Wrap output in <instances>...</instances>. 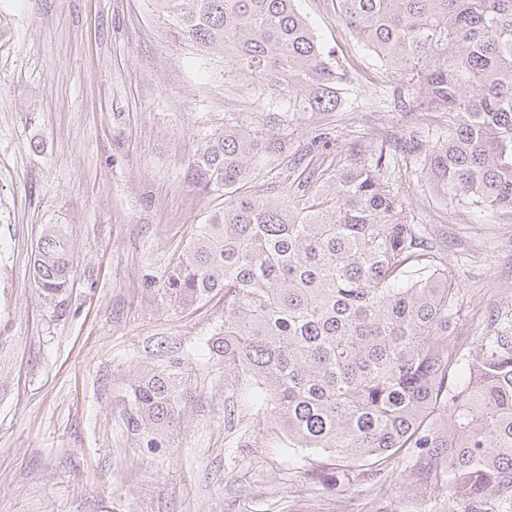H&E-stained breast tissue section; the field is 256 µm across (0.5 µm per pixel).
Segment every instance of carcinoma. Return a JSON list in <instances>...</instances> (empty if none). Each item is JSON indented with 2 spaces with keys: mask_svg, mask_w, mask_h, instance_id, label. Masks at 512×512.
I'll return each mask as SVG.
<instances>
[{
  "mask_svg": "<svg viewBox=\"0 0 512 512\" xmlns=\"http://www.w3.org/2000/svg\"><path fill=\"white\" fill-rule=\"evenodd\" d=\"M176 32L224 55V77L268 101L269 118L336 110L349 70L316 39L297 0H156ZM345 28L400 82L399 98L448 113L426 150L450 205L512 210V0H335ZM200 180L224 209L200 224L164 283L178 304L224 295L206 342L284 448L416 473L460 512L512 501V327L456 333L460 288L385 181L386 155L316 185L302 159L289 189L247 193L286 141L233 119L204 134ZM33 282L55 302L73 286L64 227L47 224ZM194 378L181 358L138 372L126 426L140 447H170Z\"/></svg>",
  "mask_w": 512,
  "mask_h": 512,
  "instance_id": "carcinoma-1",
  "label": "carcinoma"
}]
</instances>
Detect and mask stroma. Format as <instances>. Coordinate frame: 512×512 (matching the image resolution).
Segmentation results:
<instances>
[{"label": "stroma", "instance_id": "stroma-1", "mask_svg": "<svg viewBox=\"0 0 512 512\" xmlns=\"http://www.w3.org/2000/svg\"><path fill=\"white\" fill-rule=\"evenodd\" d=\"M316 36L350 70L333 112L289 121L288 152L336 139V169L379 152L410 223L447 254L462 294L461 336L512 310V213L446 206L425 145L447 137L444 112H397L393 76L339 23L334 0H298ZM232 116L265 124L253 95L224 80V57L199 52L154 0H0V512H458L416 479L411 458L354 464L280 447L273 429L237 447L257 409L224 381L202 343L224 299L187 307L164 282L197 225L224 205L191 167L206 131ZM63 225L74 286L44 301L31 268L42 228ZM196 380L173 446L141 448L125 424L132 365L162 348Z\"/></svg>", "mask_w": 512, "mask_h": 512}]
</instances>
